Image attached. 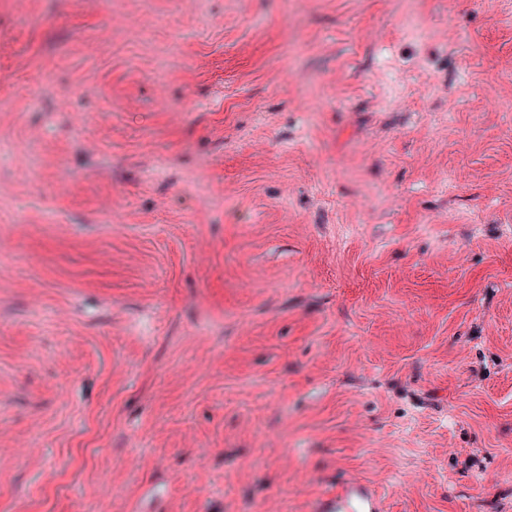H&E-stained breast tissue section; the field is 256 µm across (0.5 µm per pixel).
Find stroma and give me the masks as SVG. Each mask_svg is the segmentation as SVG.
<instances>
[{
    "label": "stroma",
    "mask_w": 512,
    "mask_h": 512,
    "mask_svg": "<svg viewBox=\"0 0 512 512\" xmlns=\"http://www.w3.org/2000/svg\"><path fill=\"white\" fill-rule=\"evenodd\" d=\"M0 512H512V0H0ZM318 512H380L381 499L369 485L339 481L318 505Z\"/></svg>",
    "instance_id": "stroma-1"
}]
</instances>
